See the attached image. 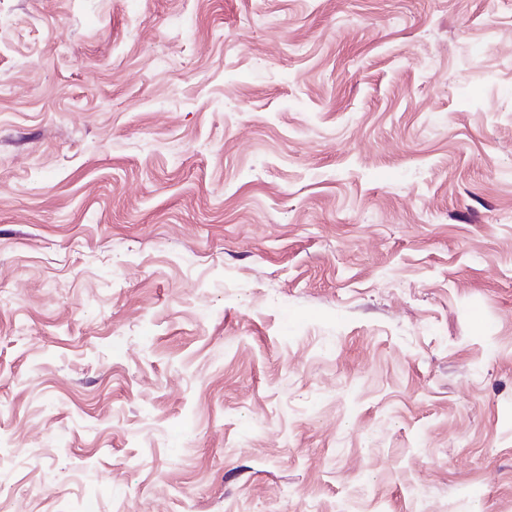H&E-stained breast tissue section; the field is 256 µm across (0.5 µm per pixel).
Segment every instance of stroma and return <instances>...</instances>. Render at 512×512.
<instances>
[{
	"label": "stroma",
	"instance_id": "35a3bbf8",
	"mask_svg": "<svg viewBox=\"0 0 512 512\" xmlns=\"http://www.w3.org/2000/svg\"><path fill=\"white\" fill-rule=\"evenodd\" d=\"M5 512H512V9L0 0Z\"/></svg>",
	"mask_w": 512,
	"mask_h": 512
}]
</instances>
